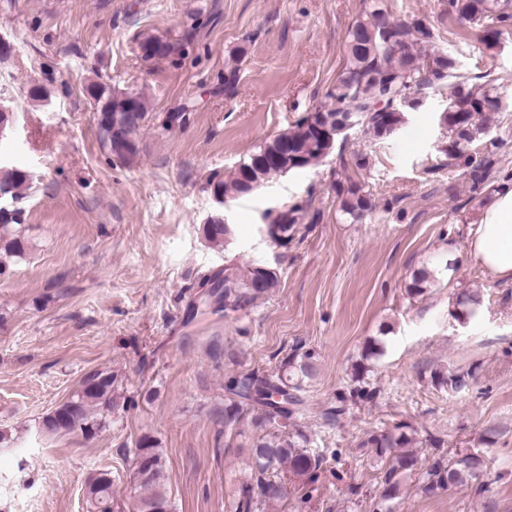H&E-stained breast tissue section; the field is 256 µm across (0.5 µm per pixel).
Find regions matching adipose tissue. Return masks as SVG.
<instances>
[{"instance_id":"obj_1","label":"adipose tissue","mask_w":512,"mask_h":512,"mask_svg":"<svg viewBox=\"0 0 512 512\" xmlns=\"http://www.w3.org/2000/svg\"><path fill=\"white\" fill-rule=\"evenodd\" d=\"M470 250L495 277L512 281V181L502 182L487 200L472 233Z\"/></svg>"}]
</instances>
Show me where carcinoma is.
<instances>
[{
  "label": "carcinoma",
  "mask_w": 512,
  "mask_h": 512,
  "mask_svg": "<svg viewBox=\"0 0 512 512\" xmlns=\"http://www.w3.org/2000/svg\"><path fill=\"white\" fill-rule=\"evenodd\" d=\"M457 18L468 20L480 31V43L486 52L497 48L500 36L512 28V4L509 0H449ZM433 38L430 28L421 20L400 22L394 19L382 0H372L365 17L347 32L346 65L336 80L331 102L315 108L294 125L265 142L257 153L242 162L231 180L213 184V193L222 197H241L253 193L271 178L270 169L257 164L263 157L277 159L284 172L315 166L334 150V145L321 137L320 129L329 126L339 130L342 122L352 120L354 129L375 140L389 138L405 122L406 114L421 108L402 100L421 95L433 86L448 85V104L441 113L448 127V143L444 153L448 160L465 168L474 190L489 188L496 164L498 141L483 140L484 123L489 116L505 111L504 100L491 81L468 83L454 81L457 77L456 57L445 52L422 53L423 44ZM140 49L153 50V57L171 56L175 45L167 39L150 36L140 42ZM87 89L98 92L112 110L97 112V125L105 146L126 150L125 160L137 151L136 140L150 119V104L142 94H136L135 110L139 122L116 125L114 109L121 106V93L111 86L92 82ZM481 143L482 151L473 149ZM30 189V176L22 169H9L0 174V195L11 201L19 200ZM336 194L341 210L351 220H362L372 209L371 200L358 182L336 181ZM307 206L294 203L280 212L267 225V234L279 246L293 239L297 224L305 217ZM24 212L18 208H0V249L8 258H22L29 250V240L22 234ZM205 240L212 246L224 247L233 235V227L217 219L203 225ZM205 283L222 288L216 299L217 308L239 311L278 286L277 272L266 265L256 264L242 269L229 265L207 278ZM313 373L306 359L292 356L282 361L271 374L252 372L232 376L224 383V426H235L246 409L255 411V424L260 429L251 448L250 481L241 489L244 512H263L265 506L282 500L286 495L289 476H307L323 464V457L310 448V438L301 429L299 417L304 399L302 382ZM472 373H446L436 370L433 384L450 391L469 388ZM115 377L106 371L88 375L80 387L62 404L43 417L40 432L57 435L61 431H80L90 438L105 426V418L118 407ZM414 429L404 423L372 434L364 442L375 454L383 456L394 448L383 479L379 500L371 504L372 512H394V500L400 498L402 480L418 476L419 487L425 494L451 490L469 484L481 471L483 461L477 454L453 457L439 455L427 462L414 450ZM165 462L157 440L142 436L135 453L133 480L140 489L139 512H163L171 508L165 490ZM112 476L108 472L95 474L87 485V501L91 512H114Z\"/></svg>",
  "instance_id": "obj_1"
}]
</instances>
